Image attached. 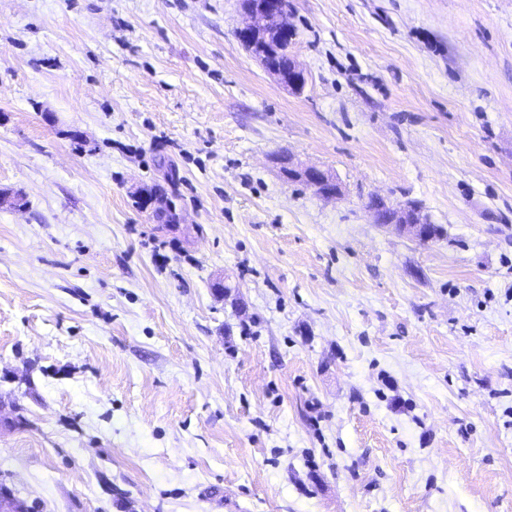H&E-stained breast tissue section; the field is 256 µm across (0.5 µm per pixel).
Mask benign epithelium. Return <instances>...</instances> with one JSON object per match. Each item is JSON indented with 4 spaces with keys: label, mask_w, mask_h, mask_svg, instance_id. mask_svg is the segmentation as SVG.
I'll return each mask as SVG.
<instances>
[{
    "label": "benign epithelium",
    "mask_w": 512,
    "mask_h": 512,
    "mask_svg": "<svg viewBox=\"0 0 512 512\" xmlns=\"http://www.w3.org/2000/svg\"><path fill=\"white\" fill-rule=\"evenodd\" d=\"M244 14L249 17L235 30L241 45L259 62V64L284 85L300 91L305 85V74L295 60H290L292 69L298 74L291 81L280 66L279 61L267 46L269 37L276 30V25L287 12V0H241ZM281 172L290 181H300L307 186L320 190V195L327 199H335L341 195L336 178L329 172L316 167H303L292 161H280ZM387 208L393 214L392 220L385 223L374 215L375 222L383 227L391 228L419 241H429L434 237L432 229L424 217L411 215L420 208L412 202L389 204Z\"/></svg>",
    "instance_id": "1"
}]
</instances>
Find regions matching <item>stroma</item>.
<instances>
[{"label": "stroma", "mask_w": 512, "mask_h": 512, "mask_svg": "<svg viewBox=\"0 0 512 512\" xmlns=\"http://www.w3.org/2000/svg\"><path fill=\"white\" fill-rule=\"evenodd\" d=\"M288 4L299 92L240 0H0V479L39 512H512V0ZM241 7L249 17L235 30L241 45L259 62V64L284 85L300 91L305 85V74L298 63L289 56L292 69L298 74L297 79L289 82L288 75L267 46L269 37L276 30L287 12V0H242ZM281 172L290 181H300L312 188L321 189L320 195L327 199H336L341 195V189L336 178L329 172L316 167H303L292 162L280 159ZM286 168V169H285ZM386 207L393 214L390 222H383L379 215L372 210L376 224H380L383 227L391 228L398 233L405 234L419 241H430L434 237L432 229L428 226L429 223L424 217H418L417 213L420 208L417 207L413 202L399 203V204H388L386 201ZM414 216L407 217L412 212ZM413 214V213H412Z\"/></svg>", "instance_id": "1"}]
</instances>
